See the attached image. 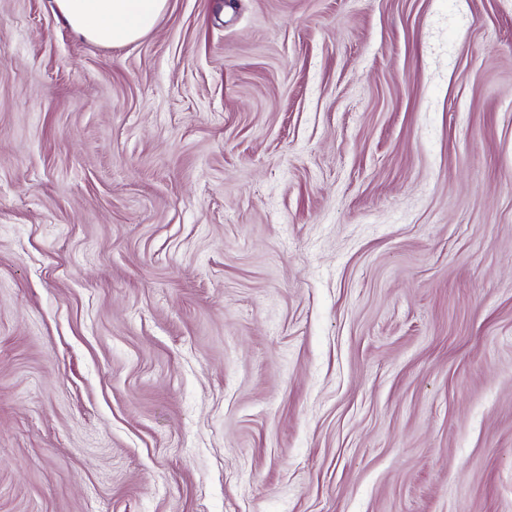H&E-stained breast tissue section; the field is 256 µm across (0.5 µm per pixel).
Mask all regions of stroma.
Here are the masks:
<instances>
[{"instance_id": "obj_1", "label": "stroma", "mask_w": 512, "mask_h": 512, "mask_svg": "<svg viewBox=\"0 0 512 512\" xmlns=\"http://www.w3.org/2000/svg\"><path fill=\"white\" fill-rule=\"evenodd\" d=\"M0 512H512V0H0ZM53 4L76 33L94 43L116 47L152 30L167 0H53Z\"/></svg>"}]
</instances>
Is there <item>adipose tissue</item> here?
<instances>
[{
	"label": "adipose tissue",
	"mask_w": 512,
	"mask_h": 512,
	"mask_svg": "<svg viewBox=\"0 0 512 512\" xmlns=\"http://www.w3.org/2000/svg\"><path fill=\"white\" fill-rule=\"evenodd\" d=\"M53 4L76 33L94 43L116 47L152 30L167 0H53Z\"/></svg>",
	"instance_id": "ef3b65f1"
}]
</instances>
